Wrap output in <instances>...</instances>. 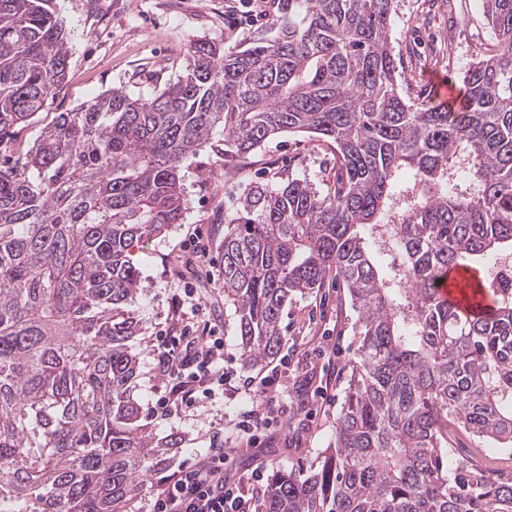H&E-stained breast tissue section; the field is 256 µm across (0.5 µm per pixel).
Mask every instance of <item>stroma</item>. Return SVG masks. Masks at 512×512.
Here are the masks:
<instances>
[{
  "instance_id": "35a3bbf8",
  "label": "stroma",
  "mask_w": 512,
  "mask_h": 512,
  "mask_svg": "<svg viewBox=\"0 0 512 512\" xmlns=\"http://www.w3.org/2000/svg\"><path fill=\"white\" fill-rule=\"evenodd\" d=\"M56 9L70 37L67 78L40 112L13 128L0 148V161L9 165L26 162L58 113L113 88L133 95L161 88L181 74L193 43L209 40L234 47L268 26L275 13L272 0H56ZM491 37L479 0H392L391 45L402 93L412 100L436 103L430 83L435 75L463 90L465 70L483 55ZM336 170L331 146L308 134H279L261 149L239 155L225 149L218 131L199 154L180 161L183 220L151 238L139 261L145 325L133 341L142 364L133 398L143 422L158 436L180 441L165 449L153 482L193 461L196 450L209 447L217 433L234 451L224 478L243 489L259 470L269 478L279 470L310 469L328 448L358 359L357 315L333 281L285 307L279 370L287 397L268 406L261 391L228 388L217 399L215 413L155 416L152 407L162 382L153 371L151 341L169 328L175 297L189 284L205 296V319L224 336L225 368L241 377L267 374V367H252L242 358L235 318L224 304V218L235 212L254 183L297 177L323 188L335 183ZM197 232L209 246L208 257H196L193 251L191 238ZM252 410L263 411L265 424L250 434L238 424Z\"/></svg>"
}]
</instances>
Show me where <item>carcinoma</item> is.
Wrapping results in <instances>:
<instances>
[{
    "label": "carcinoma",
    "mask_w": 512,
    "mask_h": 512,
    "mask_svg": "<svg viewBox=\"0 0 512 512\" xmlns=\"http://www.w3.org/2000/svg\"><path fill=\"white\" fill-rule=\"evenodd\" d=\"M53 0H0V146L65 81ZM391 0H280L229 50L194 43L177 81L58 113L24 167L0 164V512H132L178 440L141 423L138 254L181 223L180 161L213 131L247 154L278 134L336 150V186L249 187L225 219L224 303L257 367L288 301L333 276L359 360L318 466L271 479L261 512H512V478L450 456L463 431L512 451V292L465 315L435 281L512 258V0L458 103L402 96Z\"/></svg>",
    "instance_id": "obj_1"
}]
</instances>
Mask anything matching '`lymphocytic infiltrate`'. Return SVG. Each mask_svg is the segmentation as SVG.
I'll return each instance as SVG.
<instances>
[{"label": "lymphocytic infiltrate", "instance_id": "1", "mask_svg": "<svg viewBox=\"0 0 512 512\" xmlns=\"http://www.w3.org/2000/svg\"><path fill=\"white\" fill-rule=\"evenodd\" d=\"M204 297L184 289L175 303L171 331L157 339V373L165 389L154 414L170 419L204 408L232 377L224 370V338L211 325L200 324ZM221 436H214L204 454L150 488L151 512H251L241 489L225 484L224 464L230 458Z\"/></svg>", "mask_w": 512, "mask_h": 512}]
</instances>
